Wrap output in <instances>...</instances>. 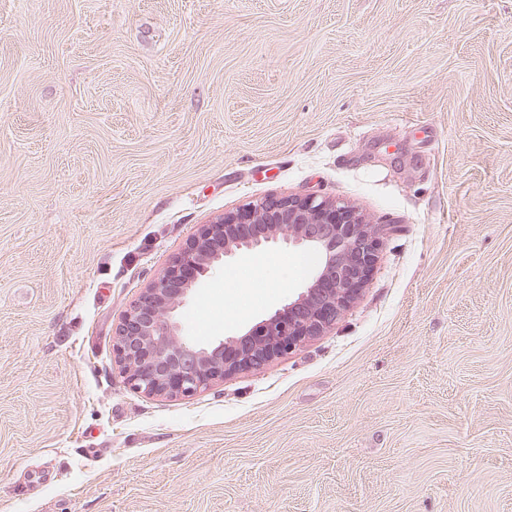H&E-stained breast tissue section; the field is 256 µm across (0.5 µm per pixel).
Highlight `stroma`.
Returning a JSON list of instances; mask_svg holds the SVG:
<instances>
[{"mask_svg":"<svg viewBox=\"0 0 512 512\" xmlns=\"http://www.w3.org/2000/svg\"><path fill=\"white\" fill-rule=\"evenodd\" d=\"M289 194L377 228L336 325L129 388L142 289ZM303 253L228 258L182 335L266 318ZM0 512H512V0H0Z\"/></svg>","mask_w":512,"mask_h":512,"instance_id":"obj_1","label":"stroma"}]
</instances>
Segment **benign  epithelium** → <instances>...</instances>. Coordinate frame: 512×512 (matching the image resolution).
Returning a JSON list of instances; mask_svg holds the SVG:
<instances>
[{
    "instance_id": "obj_1",
    "label": "benign epithelium",
    "mask_w": 512,
    "mask_h": 512,
    "mask_svg": "<svg viewBox=\"0 0 512 512\" xmlns=\"http://www.w3.org/2000/svg\"><path fill=\"white\" fill-rule=\"evenodd\" d=\"M274 244L314 251L319 267L283 308L215 344L182 336L177 309L226 257ZM377 259L374 228L354 207L317 196H268L203 227L125 311L112 348L126 383L149 396L189 397L259 370L336 325Z\"/></svg>"
}]
</instances>
